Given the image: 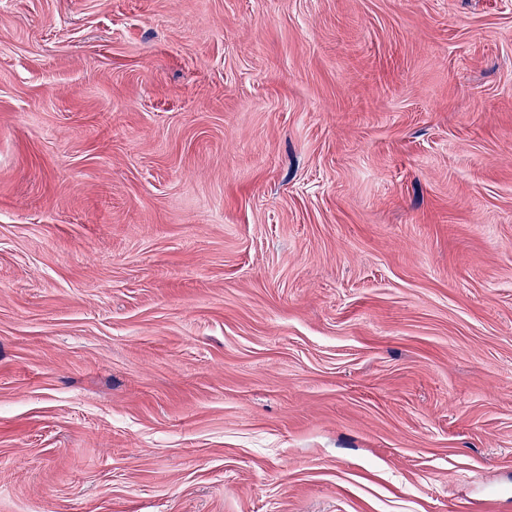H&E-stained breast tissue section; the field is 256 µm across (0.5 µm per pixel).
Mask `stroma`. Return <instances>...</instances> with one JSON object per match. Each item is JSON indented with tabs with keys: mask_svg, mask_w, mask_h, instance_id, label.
Instances as JSON below:
<instances>
[{
	"mask_svg": "<svg viewBox=\"0 0 512 512\" xmlns=\"http://www.w3.org/2000/svg\"><path fill=\"white\" fill-rule=\"evenodd\" d=\"M0 512H512V0H0Z\"/></svg>",
	"mask_w": 512,
	"mask_h": 512,
	"instance_id": "obj_1",
	"label": "stroma"
}]
</instances>
